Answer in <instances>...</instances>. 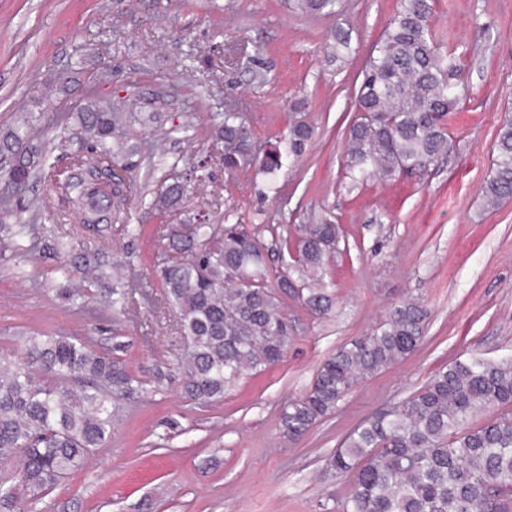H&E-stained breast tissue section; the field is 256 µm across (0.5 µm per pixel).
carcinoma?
Here are the masks:
<instances>
[{
    "mask_svg": "<svg viewBox=\"0 0 512 512\" xmlns=\"http://www.w3.org/2000/svg\"><path fill=\"white\" fill-rule=\"evenodd\" d=\"M313 17L336 15L337 0H294ZM434 0H400V8L367 60L349 129L346 169L353 180L371 175L420 177L450 150L448 113L460 101V64L441 51L432 29ZM166 105L160 92L149 99L114 100L88 93L76 112L49 120L60 129L55 148L68 159L64 169L48 162L40 132L44 114L29 112L0 129V259L23 258L9 220L39 213L45 205L26 196L30 181L68 201V222L40 238L39 250L57 263L70 298L85 296L70 266L112 280L106 305L116 317L128 313L134 269L83 255L68 262L66 240L78 230L100 236L127 223V206L137 184L130 172L152 155L140 129L158 122ZM211 138L221 146L224 171L233 176L255 167L277 191V175L290 156L303 153L313 137L303 121L279 143H255L246 116L228 108L212 118ZM493 172L482 189L494 208L512 197V115L500 122L492 145ZM187 182L173 179L149 209L180 208ZM261 230L248 224L203 221L184 232L173 228L155 264L165 303L179 314L185 341V395L215 402L242 376L279 363L292 328L279 293L293 288L313 311L333 303L326 265L339 242L336 224H305L297 239L298 260L283 264L273 285L266 283L267 253ZM426 313L404 301L385 322L328 356L308 391L281 414L284 436L296 440L334 413L359 381L410 354L423 338ZM139 390L122 361L79 339L33 332L23 347L0 353V464L19 466L0 476V512L48 493L79 469L95 448L104 447L120 416L121 401ZM498 407L501 414L473 427L477 414ZM350 484L338 512H506L512 499V358L473 355L436 373L399 405L363 421L327 460Z\"/></svg>",
    "mask_w": 512,
    "mask_h": 512,
    "instance_id": "cac0c4a2",
    "label": "carcinoma"
}]
</instances>
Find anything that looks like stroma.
<instances>
[{"label":"stroma","instance_id":"1","mask_svg":"<svg viewBox=\"0 0 512 512\" xmlns=\"http://www.w3.org/2000/svg\"><path fill=\"white\" fill-rule=\"evenodd\" d=\"M399 0H341L335 17H309L292 0H0V126L23 112H68L86 86L50 94L72 75L85 46L112 67L105 93H168L161 123L146 129L151 166L135 176L140 195L109 236L83 232L69 255L129 262L151 294L113 317L104 284L69 301L60 274L32 249L0 262V351L22 334L90 341L123 361L140 382L108 445L26 512H336L349 492L326 459L365 419L399 405L455 360L512 356V198L488 208L482 188L493 166L496 129L512 110V0H436L434 32L462 65L468 95L448 115L452 148L423 179L353 182L346 171L348 129L365 61ZM342 29L349 49L329 53ZM241 105L253 136L276 142L303 120L314 135L289 159L270 192L256 169L227 176L207 121L227 102ZM209 158L204 189H189L182 220L263 225L262 241L296 240L300 224H338L327 265L334 303L311 311L282 298L293 337L282 362L246 375L222 400L182 394L184 354L178 316L154 276L171 217H147L161 184ZM412 301L429 312L424 339L405 359L354 386L334 414L297 441L280 417L310 387L321 362Z\"/></svg>","mask_w":512,"mask_h":512}]
</instances>
